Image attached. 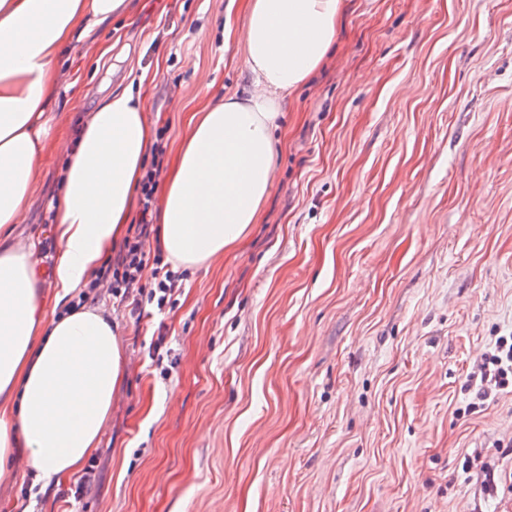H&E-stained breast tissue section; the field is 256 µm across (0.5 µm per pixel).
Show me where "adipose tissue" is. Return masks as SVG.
Instances as JSON below:
<instances>
[{
	"instance_id": "adipose-tissue-1",
	"label": "adipose tissue",
	"mask_w": 512,
	"mask_h": 512,
	"mask_svg": "<svg viewBox=\"0 0 512 512\" xmlns=\"http://www.w3.org/2000/svg\"><path fill=\"white\" fill-rule=\"evenodd\" d=\"M341 8L342 0H246L248 86L192 117L157 206L158 240L174 267H208L257 223L274 188L282 100L326 60ZM130 11V0H0V479L19 466L46 488L75 473L125 379L111 315L84 306L51 318L47 301L84 286L130 221L149 151L140 94L108 95L66 151L52 263L42 265L38 240L11 239L47 152L50 114L73 88L59 56ZM44 279L53 297L41 291Z\"/></svg>"
}]
</instances>
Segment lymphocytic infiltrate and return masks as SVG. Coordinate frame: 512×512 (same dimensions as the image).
Here are the masks:
<instances>
[{"label": "lymphocytic infiltrate", "instance_id": "lymphocytic-infiltrate-1", "mask_svg": "<svg viewBox=\"0 0 512 512\" xmlns=\"http://www.w3.org/2000/svg\"><path fill=\"white\" fill-rule=\"evenodd\" d=\"M168 147L166 128L154 132L151 146L152 163L139 182L138 216L117 253L96 270L88 283L69 302V309L94 305L101 290L127 306L137 318L152 316L163 310L180 290L179 276L164 264L161 253H150L147 246L156 235L153 213L156 209V189L162 173ZM152 267L153 280L143 283L145 267Z\"/></svg>", "mask_w": 512, "mask_h": 512}]
</instances>
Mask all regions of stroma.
<instances>
[{"label": "stroma", "instance_id": "obj_1", "mask_svg": "<svg viewBox=\"0 0 512 512\" xmlns=\"http://www.w3.org/2000/svg\"><path fill=\"white\" fill-rule=\"evenodd\" d=\"M132 5L67 51L58 121L75 130L136 75L174 150L206 98L247 85L244 0ZM276 137L243 245L181 270L153 317L100 296L128 374L97 480L63 478L29 512H512V388L480 401L473 378L512 336V0H344ZM61 163L22 226L47 255Z\"/></svg>", "mask_w": 512, "mask_h": 512}]
</instances>
